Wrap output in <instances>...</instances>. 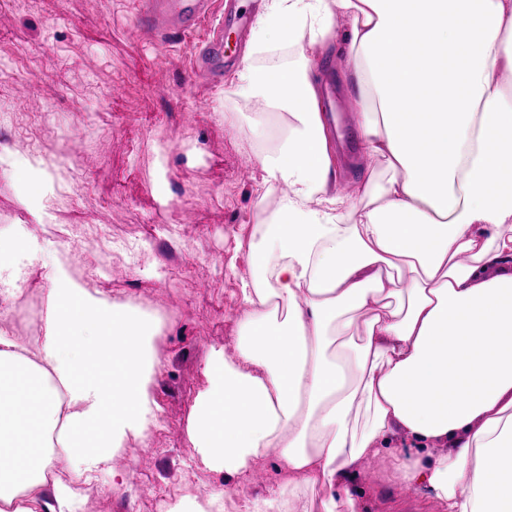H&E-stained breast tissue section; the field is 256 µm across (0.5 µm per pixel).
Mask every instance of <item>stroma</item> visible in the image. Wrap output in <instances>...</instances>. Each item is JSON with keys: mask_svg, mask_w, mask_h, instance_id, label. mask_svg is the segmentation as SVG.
<instances>
[{"mask_svg": "<svg viewBox=\"0 0 512 512\" xmlns=\"http://www.w3.org/2000/svg\"><path fill=\"white\" fill-rule=\"evenodd\" d=\"M196 37L143 34L138 0H0V101L14 115L0 124V152L13 165H0V237L10 238L26 214L14 170L31 151L22 138L36 127L40 154L61 185L55 221L30 224L26 232L35 261L20 264V289L36 313L11 314L0 328L28 340L43 333L48 306L47 266L70 259L72 277L99 284L111 276L105 297L130 302L159 315L166 328L152 341L158 364L150 390L157 418L143 447L145 460L116 455L112 465L129 469L125 485L98 497L85 487L83 512H161L163 503L187 491L221 485L249 500L276 497L278 462L261 461V481L244 482L197 469L190 459L188 417L207 384L204 365L211 349L234 353L241 305L237 275L230 271L238 235L257 218L255 181H241L248 156L224 127L222 113L260 111L261 100L237 92V70L220 82L194 73L189 59ZM315 73L335 83L334 111L346 99L348 73L335 41L310 62ZM35 94L18 95L22 82ZM84 249L72 254L74 228ZM175 273L176 284L156 287L158 269ZM388 457L358 469L365 512H401Z\"/></svg>", "mask_w": 512, "mask_h": 512, "instance_id": "stroma-1", "label": "stroma"}]
</instances>
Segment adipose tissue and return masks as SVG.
<instances>
[{
    "mask_svg": "<svg viewBox=\"0 0 512 512\" xmlns=\"http://www.w3.org/2000/svg\"><path fill=\"white\" fill-rule=\"evenodd\" d=\"M337 16L369 162L345 196L309 66ZM256 30L299 60L244 56L237 78L265 109L224 113L270 143L254 234L228 264L250 270L236 352L206 359L193 463L243 480L273 457L289 497L362 512L357 469L386 455L446 512H512V0H263ZM18 173L29 223H53V177ZM46 278L40 344L0 330V512H74L76 481L155 422L154 322L64 262Z\"/></svg>",
    "mask_w": 512,
    "mask_h": 512,
    "instance_id": "adipose-tissue-1",
    "label": "adipose tissue"
}]
</instances>
